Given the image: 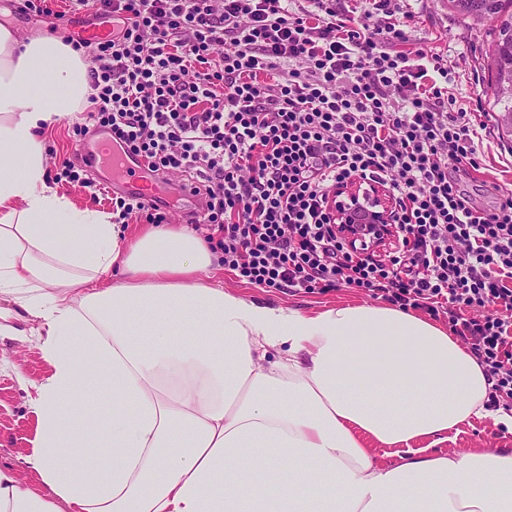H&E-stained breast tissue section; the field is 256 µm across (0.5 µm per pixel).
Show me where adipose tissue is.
<instances>
[{"instance_id":"obj_1","label":"adipose tissue","mask_w":512,"mask_h":512,"mask_svg":"<svg viewBox=\"0 0 512 512\" xmlns=\"http://www.w3.org/2000/svg\"><path fill=\"white\" fill-rule=\"evenodd\" d=\"M88 69L0 25V335L22 309L51 367L24 382L36 436L0 466V512H512V448L421 446L491 414L512 431L447 330L257 303L215 280L221 253L194 232L133 237L48 185L41 134L88 106Z\"/></svg>"}]
</instances>
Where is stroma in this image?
<instances>
[{"mask_svg":"<svg viewBox=\"0 0 512 512\" xmlns=\"http://www.w3.org/2000/svg\"><path fill=\"white\" fill-rule=\"evenodd\" d=\"M22 5V0H0V23L9 25L25 38L50 33L59 39L66 36V29H52L50 20L23 13ZM390 5L410 12L414 17L410 50L421 51L429 57L447 58L449 93L456 97L459 108L483 124L484 129L475 141L482 171L466 183L465 189L475 204L492 207L499 189H512V148L498 139L493 129L495 114L489 73L482 66L493 37L490 23L470 24L450 12L446 0H390ZM83 118V112L79 111L44 130L42 139L51 162L48 174L54 179V188L77 206L108 213L112 210L110 197L56 177L57 160L76 157L82 141L76 127ZM224 287L258 303L289 306L306 313L369 301L364 293L349 288L324 294H292L282 289L257 288L230 274L224 277ZM15 325L20 330L19 335H0V465L18 464L21 454L31 448L35 437L36 420L21 378L37 379L49 369L37 347V322L27 316L17 319ZM494 448H512V433L491 418H482L450 431L447 439L432 446L438 453Z\"/></svg>","mask_w":512,"mask_h":512,"instance_id":"35a3bbf8","label":"stroma"}]
</instances>
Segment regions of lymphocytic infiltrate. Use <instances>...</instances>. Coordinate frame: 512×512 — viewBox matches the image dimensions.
<instances>
[{
    "label": "lymphocytic infiltrate",
    "instance_id": "obj_1",
    "mask_svg": "<svg viewBox=\"0 0 512 512\" xmlns=\"http://www.w3.org/2000/svg\"><path fill=\"white\" fill-rule=\"evenodd\" d=\"M117 22L91 48L81 135L156 174L195 178L225 270L292 293L355 288L448 320L485 365L488 406L512 407V190L470 205L476 130L441 79L410 62L406 24L373 0H73ZM385 186L395 242L356 255L334 231L332 190Z\"/></svg>",
    "mask_w": 512,
    "mask_h": 512
}]
</instances>
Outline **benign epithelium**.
<instances>
[{"label": "benign epithelium", "mask_w": 512, "mask_h": 512, "mask_svg": "<svg viewBox=\"0 0 512 512\" xmlns=\"http://www.w3.org/2000/svg\"><path fill=\"white\" fill-rule=\"evenodd\" d=\"M329 206L336 219V232L347 241L362 245L389 239L392 202L384 187L366 191L359 182L342 184L330 196Z\"/></svg>", "instance_id": "benign-epithelium-1"}]
</instances>
